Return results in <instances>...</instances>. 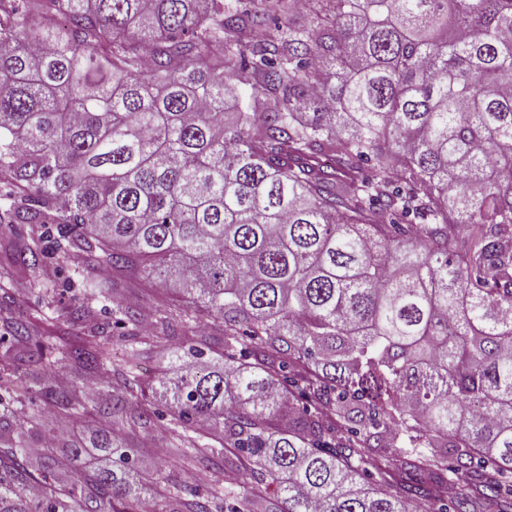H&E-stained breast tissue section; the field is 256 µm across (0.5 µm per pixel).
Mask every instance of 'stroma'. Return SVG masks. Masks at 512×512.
<instances>
[{"label":"stroma","mask_w":512,"mask_h":512,"mask_svg":"<svg viewBox=\"0 0 512 512\" xmlns=\"http://www.w3.org/2000/svg\"><path fill=\"white\" fill-rule=\"evenodd\" d=\"M37 238L41 241L42 253L35 265L27 270L28 280L22 284H13L14 268L8 257L14 242ZM101 273L92 262L86 260L81 252L71 251L62 254L56 249L55 235L46 233L37 224L0 223V315L25 320L34 327L40 336L74 337L84 335L82 325L73 323L68 318L69 311L84 305L92 309L99 324L110 328L113 335H120V328L112 324L113 301L91 294L89 284L100 279ZM167 301H176L177 290L170 289L158 293L141 281L123 284L117 291L116 300H121L131 310L142 313L135 331L143 345L144 368L138 378H127L121 373H114L112 382L129 401H142L168 411L170 398L156 383L155 378L166 365V357L172 348V337L157 338L150 330L149 316L158 297ZM151 437L156 448L155 454L139 453L138 463L148 474L166 470L171 478L184 486H192L191 476L182 470L170 467L164 449L170 448V434L161 432L158 422L137 426L129 438L141 442L144 437Z\"/></svg>","instance_id":"obj_1"}]
</instances>
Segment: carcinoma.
I'll use <instances>...</instances> for the list:
<instances>
[{
	"label": "carcinoma",
	"mask_w": 512,
	"mask_h": 512,
	"mask_svg": "<svg viewBox=\"0 0 512 512\" xmlns=\"http://www.w3.org/2000/svg\"><path fill=\"white\" fill-rule=\"evenodd\" d=\"M0 185L112 271L94 292L179 288L159 384L197 486L141 475L114 419L100 466L60 459L51 417L126 408L81 305V342H35L66 384L0 376V512H512V0H0ZM228 452L255 485L219 505Z\"/></svg>",
	"instance_id": "obj_1"
}]
</instances>
